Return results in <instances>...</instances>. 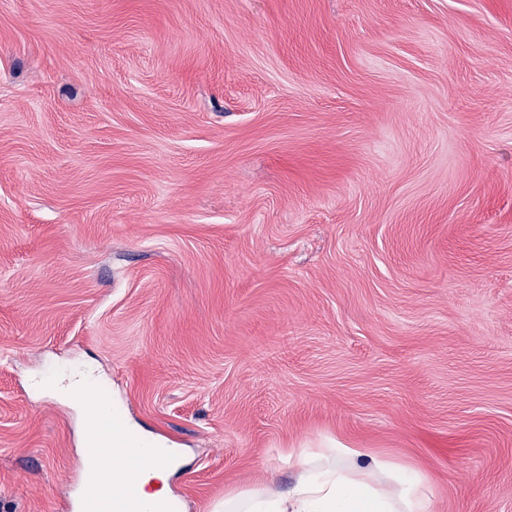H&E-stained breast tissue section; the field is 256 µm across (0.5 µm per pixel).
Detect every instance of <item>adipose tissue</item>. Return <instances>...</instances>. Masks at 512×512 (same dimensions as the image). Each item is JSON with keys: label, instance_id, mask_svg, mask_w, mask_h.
<instances>
[{"label": "adipose tissue", "instance_id": "ef3b65f1", "mask_svg": "<svg viewBox=\"0 0 512 512\" xmlns=\"http://www.w3.org/2000/svg\"><path fill=\"white\" fill-rule=\"evenodd\" d=\"M138 497H167L174 449L152 448ZM296 482L285 494L266 486L232 492L224 512H427L430 483L413 468L359 448H304L294 453Z\"/></svg>", "mask_w": 512, "mask_h": 512}]
</instances>
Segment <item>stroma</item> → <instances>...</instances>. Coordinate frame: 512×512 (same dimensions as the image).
<instances>
[{"label":"stroma","instance_id":"35a3bbf8","mask_svg":"<svg viewBox=\"0 0 512 512\" xmlns=\"http://www.w3.org/2000/svg\"><path fill=\"white\" fill-rule=\"evenodd\" d=\"M88 366L183 512L332 442L512 512V0H0V512Z\"/></svg>","mask_w":512,"mask_h":512}]
</instances>
